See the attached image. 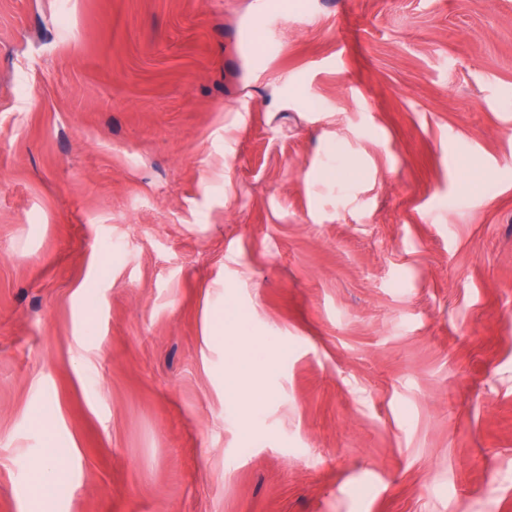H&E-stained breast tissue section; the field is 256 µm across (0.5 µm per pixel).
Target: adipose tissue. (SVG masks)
<instances>
[{
  "label": "adipose tissue",
  "instance_id": "ef3b65f1",
  "mask_svg": "<svg viewBox=\"0 0 512 512\" xmlns=\"http://www.w3.org/2000/svg\"><path fill=\"white\" fill-rule=\"evenodd\" d=\"M212 333L216 339L224 341L234 356L231 368L224 375L226 396L231 399L244 396L252 406H259L267 397L258 378L264 361L243 321L236 318L233 309L216 311ZM62 456L54 435H47L42 452L32 465L30 498L43 501L58 490L63 478Z\"/></svg>",
  "mask_w": 512,
  "mask_h": 512
}]
</instances>
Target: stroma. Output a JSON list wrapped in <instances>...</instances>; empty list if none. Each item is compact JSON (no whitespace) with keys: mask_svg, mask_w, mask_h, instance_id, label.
Here are the masks:
<instances>
[{"mask_svg":"<svg viewBox=\"0 0 512 512\" xmlns=\"http://www.w3.org/2000/svg\"><path fill=\"white\" fill-rule=\"evenodd\" d=\"M0 512H512V0H0ZM225 318L233 319L229 322L232 335H224L223 305L222 309L215 312L212 333L216 339L227 345L234 356L231 368L224 373L225 395L231 399L246 396L252 406H259L267 397L256 375L264 367L263 359L258 357L259 348L252 342L243 321L236 318L230 304L225 309ZM62 448L52 433H48L41 455L34 461L31 471L29 497L43 501L59 489L63 478Z\"/></svg>","mask_w":512,"mask_h":512,"instance_id":"obj_1","label":"stroma"}]
</instances>
